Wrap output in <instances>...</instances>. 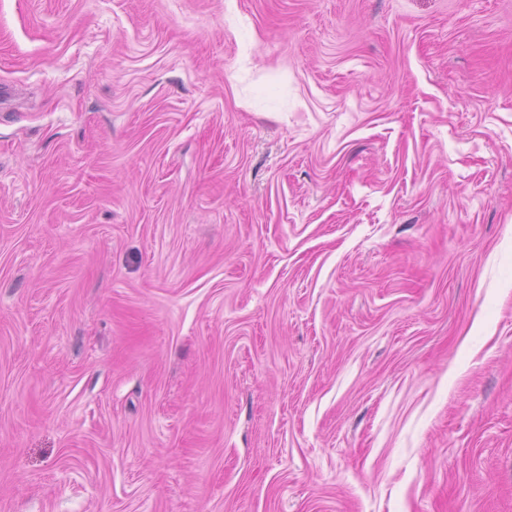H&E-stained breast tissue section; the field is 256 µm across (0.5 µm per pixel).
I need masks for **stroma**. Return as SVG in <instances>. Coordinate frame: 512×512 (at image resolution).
<instances>
[{"label": "stroma", "instance_id": "1", "mask_svg": "<svg viewBox=\"0 0 512 512\" xmlns=\"http://www.w3.org/2000/svg\"><path fill=\"white\" fill-rule=\"evenodd\" d=\"M0 512H512V0H0Z\"/></svg>", "mask_w": 512, "mask_h": 512}]
</instances>
